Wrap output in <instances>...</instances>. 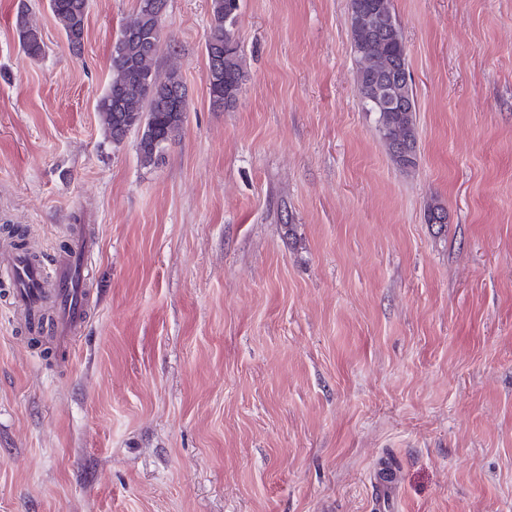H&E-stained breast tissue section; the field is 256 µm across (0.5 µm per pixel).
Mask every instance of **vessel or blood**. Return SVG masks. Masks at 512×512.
<instances>
[{"label": "vessel or blood", "mask_w": 512, "mask_h": 512, "mask_svg": "<svg viewBox=\"0 0 512 512\" xmlns=\"http://www.w3.org/2000/svg\"><path fill=\"white\" fill-rule=\"evenodd\" d=\"M94 250L93 243L79 240L46 263L33 260L20 250L0 251V280L12 286L19 310L33 329L50 330L64 352L70 351V337L84 319L83 300L74 294L71 282L84 273ZM48 290L53 291L57 307L49 327L42 320V297Z\"/></svg>", "instance_id": "b4317fda"}]
</instances>
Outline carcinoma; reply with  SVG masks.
I'll use <instances>...</instances> for the list:
<instances>
[{
  "label": "carcinoma",
  "mask_w": 512,
  "mask_h": 512,
  "mask_svg": "<svg viewBox=\"0 0 512 512\" xmlns=\"http://www.w3.org/2000/svg\"><path fill=\"white\" fill-rule=\"evenodd\" d=\"M240 0H211V24L206 41L208 89L213 107L229 109L245 81L243 58L236 34ZM367 7L392 13L391 0H351V11ZM48 8L59 24L69 48L80 53L84 43L88 0H48ZM16 30L23 52L37 59L45 54L39 29L29 19L26 0H19ZM357 63L358 92L363 108L378 113L381 137L398 131L409 138L406 153L397 162L402 169L417 165V137L413 114L415 98L399 24L379 31L373 43L352 35ZM161 42V19L150 9V0H138L133 16L112 43V81L97 102L104 133L118 145L133 130L140 132L137 144L143 166L162 158L174 133L182 125L187 93L179 70L163 79L153 70V52ZM395 85L393 106L383 110L374 97L375 88Z\"/></svg>",
  "instance_id": "cac0c4a2"
}]
</instances>
